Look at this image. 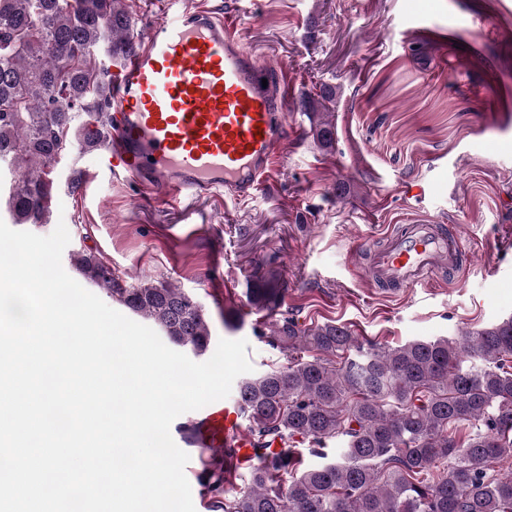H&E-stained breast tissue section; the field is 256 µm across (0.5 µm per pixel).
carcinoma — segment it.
I'll use <instances>...</instances> for the list:
<instances>
[{"mask_svg": "<svg viewBox=\"0 0 512 512\" xmlns=\"http://www.w3.org/2000/svg\"><path fill=\"white\" fill-rule=\"evenodd\" d=\"M136 48L123 0H0V163L14 167L16 224H43L51 166L76 144L110 137L109 67ZM336 89L305 101L317 143L332 145ZM84 274L172 343L197 356L211 333L202 306L174 284L123 286L92 252ZM288 286L259 274L247 298L278 313L267 342L288 363L241 382L239 398L259 456L243 484L226 459L204 460L218 512H512V319L459 337L397 346L363 342L346 326L310 327L279 309ZM341 363H336L335 358ZM343 440L334 461L303 469L294 444Z\"/></svg>", "mask_w": 512, "mask_h": 512, "instance_id": "cac0c4a2", "label": "carcinoma"}]
</instances>
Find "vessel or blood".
Returning <instances> with one entry per match:
<instances>
[{"label":"vessel or blood","instance_id":"vessel-or-blood-1","mask_svg":"<svg viewBox=\"0 0 512 512\" xmlns=\"http://www.w3.org/2000/svg\"><path fill=\"white\" fill-rule=\"evenodd\" d=\"M294 94L287 71L261 65L224 16L166 0L163 18L112 73V137L101 162L171 203L186 193L251 197L286 154ZM354 251L372 280L412 288L458 271L463 244L456 229L414 223ZM197 444L235 449L234 464H249L240 404L213 406Z\"/></svg>","mask_w":512,"mask_h":512}]
</instances>
